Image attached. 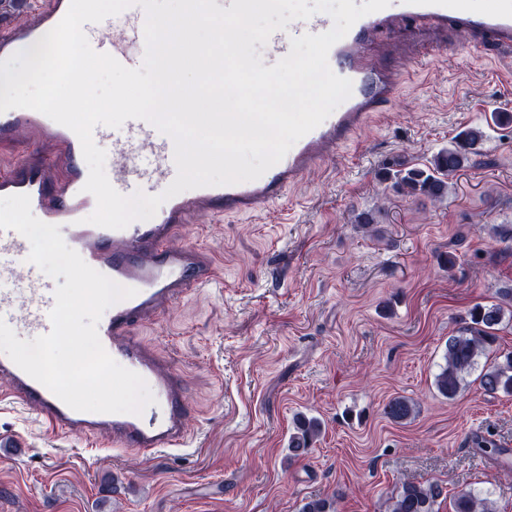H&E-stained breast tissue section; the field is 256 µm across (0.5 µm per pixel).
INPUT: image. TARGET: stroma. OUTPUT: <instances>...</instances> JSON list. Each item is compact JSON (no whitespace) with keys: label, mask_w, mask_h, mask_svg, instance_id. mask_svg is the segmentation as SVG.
I'll return each mask as SVG.
<instances>
[{"label":"stroma","mask_w":512,"mask_h":512,"mask_svg":"<svg viewBox=\"0 0 512 512\" xmlns=\"http://www.w3.org/2000/svg\"><path fill=\"white\" fill-rule=\"evenodd\" d=\"M420 55L411 66L406 52H370L401 71L397 95L288 188L293 219L275 204L181 228L215 258L218 281L134 334L184 381L188 454L107 456L5 406L0 433L24 445L0 447V512H299L313 498L389 512L406 481L439 482L438 512L462 490L512 512V395H485L473 376L452 400L434 385L461 315L512 288V238L495 233L512 227V122L493 116L512 104L495 81L512 74V46L481 52L451 32ZM469 127L483 140L440 201L386 180L397 161L428 166ZM397 396L414 403L410 420L386 417ZM299 413L322 433L294 458Z\"/></svg>","instance_id":"obj_1"}]
</instances>
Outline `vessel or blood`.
I'll use <instances>...</instances> for the list:
<instances>
[{
    "instance_id": "1",
    "label": "vessel or blood",
    "mask_w": 512,
    "mask_h": 512,
    "mask_svg": "<svg viewBox=\"0 0 512 512\" xmlns=\"http://www.w3.org/2000/svg\"><path fill=\"white\" fill-rule=\"evenodd\" d=\"M70 0H31L25 9L0 12V60L38 43L66 14ZM145 10L138 5L96 24H84L91 47L126 67L143 64ZM428 23L435 32L464 33L472 47L492 43L512 46V0H390L389 5L360 18L328 53L330 69L350 79L352 93L339 109L299 139L287 154L261 177L232 185L195 189L165 201L151 223L132 222L123 229L84 223L95 209L94 197L84 192L89 169L81 143L69 128L24 108L0 113V141H16L31 133L54 144L60 162L28 158L0 170V197L28 195L33 214L57 225L70 248L92 268L124 287L132 298L110 306L98 323L107 353L121 366L139 374L155 398L142 413H97L68 407L44 385L30 377L6 354L0 353V398L34 411L42 424L62 435L85 436L102 451L154 454L175 453L189 444L190 405L180 378L133 336L142 318L178 299L189 286H205L216 278L214 259L198 247L177 241L181 225L207 216L221 219L256 214L282 202L289 186L301 181L322 158L336 153L395 97L398 80L391 70L372 64L369 46L382 33L411 35L413 25ZM330 15L319 12L288 23L266 43V63L274 65L290 51L292 37L331 29ZM93 140L111 157L113 187L129 196L141 191L162 193L175 179L174 144L152 124L129 119L120 128L97 126ZM28 240L13 230H0V319L17 337L50 332L49 313L57 283L29 263Z\"/></svg>"
}]
</instances>
